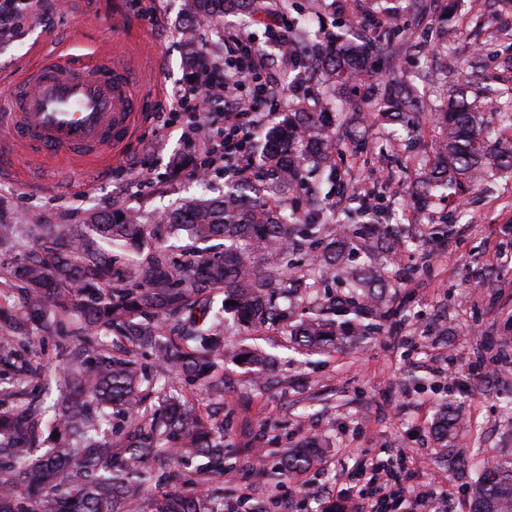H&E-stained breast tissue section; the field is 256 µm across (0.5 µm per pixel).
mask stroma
Masks as SVG:
<instances>
[{
    "label": "stroma",
    "mask_w": 512,
    "mask_h": 512,
    "mask_svg": "<svg viewBox=\"0 0 512 512\" xmlns=\"http://www.w3.org/2000/svg\"><path fill=\"white\" fill-rule=\"evenodd\" d=\"M415 14L400 12L380 48L377 64L411 73L434 64L435 82L423 89L428 111L443 107L448 79L445 68L460 67L477 47L475 40H428L434 24L433 0ZM148 0H48L49 13L23 18L19 28L0 36V70L32 65L57 42L87 54L122 45L137 72L157 68L153 80H139L135 90L145 112L158 111L188 83L193 54L224 59V42L243 27L239 15L211 22L196 19L189 0H158L154 19L143 16ZM288 0L284 18L273 32L252 27L268 73L281 84L280 100L265 101L264 116L283 111L298 99L313 106L325 89L310 68L286 63L278 49L288 22L309 23L313 43L340 33L351 22L343 0ZM223 101L201 112H181L169 124L143 123L117 165L106 170L60 157L32 168L22 152L0 158V224L18 232L0 239V262H17L32 240L24 226L31 215L45 224H77L91 231V216L135 210L143 224H155L160 211L187 199L224 194V164L210 169L207 189L195 177L190 140L196 126L207 127ZM376 125L373 144L387 158L377 163L343 147L337 161L353 171L351 188L325 185L340 220L363 223L358 196L383 195V223L415 239L412 251H398L389 294L402 312L365 347L344 346L330 355L290 360L289 340L280 327L262 332L259 341L282 362L252 383L229 364L224 389L226 441L233 467L224 473L226 512H318L332 500L357 512L370 485L362 470L370 458L387 460L396 487L410 493L447 494L448 512H467L468 492L478 454L512 456V411L501 398L512 392V174L490 177L484 189L467 194L466 217L448 238L436 230L448 204L411 206L407 188L424 154H432L440 129L426 122L419 151L387 141ZM459 413L460 428L440 445L435 427L442 407ZM328 441L321 461L300 482L280 479L274 470L282 454L307 436ZM158 489L204 499L215 489L196 464L178 466L160 478Z\"/></svg>",
    "instance_id": "1"
}]
</instances>
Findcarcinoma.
<instances>
[{
    "label": "carcinoma",
    "mask_w": 512,
    "mask_h": 512,
    "mask_svg": "<svg viewBox=\"0 0 512 512\" xmlns=\"http://www.w3.org/2000/svg\"><path fill=\"white\" fill-rule=\"evenodd\" d=\"M287 0H193L195 13L214 20L237 13L246 25L261 23L286 8ZM388 27L395 12L380 0H352ZM457 0H448L439 17L438 36L456 38ZM487 31L488 44L509 35ZM288 47L310 38L301 24L289 25ZM374 40L351 33L330 52L316 51L324 82L336 99L337 123L294 104L282 120L261 132L265 172L235 182L220 199L189 201L161 217L163 236L145 260L136 263L127 284L112 283L117 257L102 243L119 245L147 234L132 210L93 217L95 236L73 224H30L39 240L19 262L0 265V286L16 288L24 304L22 322L62 329L69 322L76 344L58 366L65 391L49 416L12 399L32 395L43 364L27 336H1L0 354L22 359L11 387L0 389V512H141L147 494L150 512H224V498L197 499L151 491L154 469L202 459L203 470L224 476V423L198 412L181 389L154 390V380L174 367L189 385L224 402V362H241L252 378L273 363L263 347H237L224 341L229 315L250 332L280 326L305 354H328L344 342L361 344L376 334L387 317L389 266L400 243L388 224H364L352 230L336 223L326 203L322 176L338 175L339 145L370 151L369 120L345 90L367 84L373 120L397 125L409 144H420L424 104L411 76L383 77L369 70ZM508 70L472 90L461 75L448 86L446 109L437 113L442 138L431 158L422 161L408 193L419 205L437 197L454 204L448 234L465 217L459 204L492 171H512V138L489 147L482 137L488 104L512 93V56ZM307 208L290 195L305 179ZM322 245L305 272L293 271L294 254ZM339 280V293H319L317 285ZM221 307L213 311L215 296ZM146 348L156 358L155 374L131 355L117 356L118 343ZM59 433V444L33 458L45 429ZM322 442L308 437L279 459L281 474L293 478L322 457ZM470 512H512V458L480 468L469 492Z\"/></svg>",
    "instance_id": "carcinoma-1"
}]
</instances>
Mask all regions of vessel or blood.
Here are the masks:
<instances>
[{
  "instance_id": "vessel-or-blood-1",
  "label": "vessel or blood",
  "mask_w": 512,
  "mask_h": 512,
  "mask_svg": "<svg viewBox=\"0 0 512 512\" xmlns=\"http://www.w3.org/2000/svg\"><path fill=\"white\" fill-rule=\"evenodd\" d=\"M142 119L132 74L119 53L85 59L59 49L49 62L17 74L11 110L0 115V149L107 166Z\"/></svg>"
}]
</instances>
